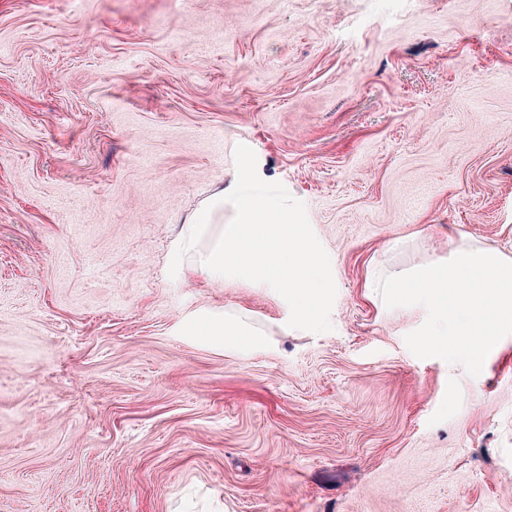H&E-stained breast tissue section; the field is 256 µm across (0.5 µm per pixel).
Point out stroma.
<instances>
[{"instance_id":"1","label":"stroma","mask_w":512,"mask_h":512,"mask_svg":"<svg viewBox=\"0 0 512 512\" xmlns=\"http://www.w3.org/2000/svg\"><path fill=\"white\" fill-rule=\"evenodd\" d=\"M241 144L332 331L168 274ZM463 242L512 258V0H0V512H512V336L469 377L376 288ZM191 333L199 336H223L224 345H233L253 336L248 327L236 318H210L188 325Z\"/></svg>"}]
</instances>
